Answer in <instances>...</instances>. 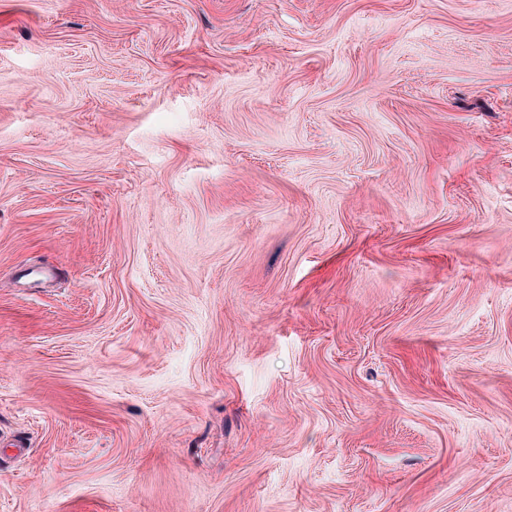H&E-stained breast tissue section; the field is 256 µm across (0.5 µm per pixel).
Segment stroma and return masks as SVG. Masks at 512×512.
I'll return each instance as SVG.
<instances>
[{"label": "stroma", "instance_id": "35a3bbf8", "mask_svg": "<svg viewBox=\"0 0 512 512\" xmlns=\"http://www.w3.org/2000/svg\"><path fill=\"white\" fill-rule=\"evenodd\" d=\"M0 512H512V0H0Z\"/></svg>", "mask_w": 512, "mask_h": 512}]
</instances>
